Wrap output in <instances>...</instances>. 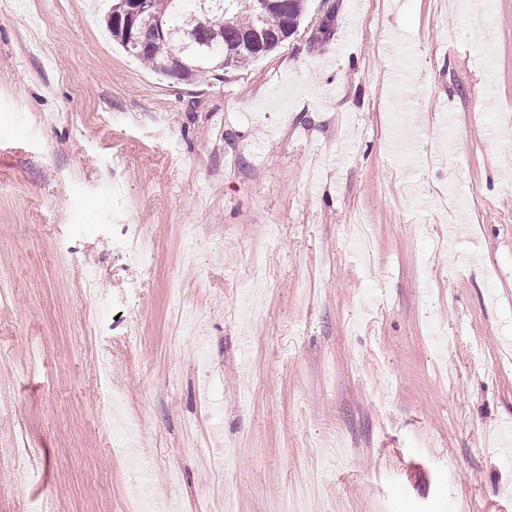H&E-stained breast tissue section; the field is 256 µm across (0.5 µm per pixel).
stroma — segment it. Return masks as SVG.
<instances>
[{
  "mask_svg": "<svg viewBox=\"0 0 512 512\" xmlns=\"http://www.w3.org/2000/svg\"><path fill=\"white\" fill-rule=\"evenodd\" d=\"M509 129L512 0L191 84L0 0V512H512Z\"/></svg>",
  "mask_w": 512,
  "mask_h": 512,
  "instance_id": "obj_1",
  "label": "stroma"
}]
</instances>
